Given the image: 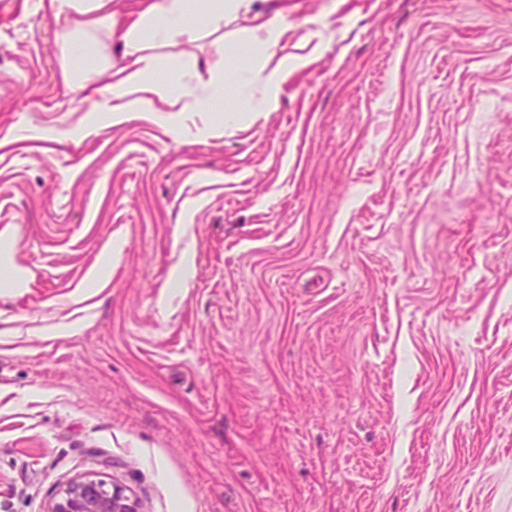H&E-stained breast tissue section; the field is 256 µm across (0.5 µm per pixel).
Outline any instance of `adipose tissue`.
Returning a JSON list of instances; mask_svg holds the SVG:
<instances>
[{
	"instance_id": "ef3b65f1",
	"label": "adipose tissue",
	"mask_w": 512,
	"mask_h": 512,
	"mask_svg": "<svg viewBox=\"0 0 512 512\" xmlns=\"http://www.w3.org/2000/svg\"><path fill=\"white\" fill-rule=\"evenodd\" d=\"M104 0H49L54 16L77 12L82 15V27L92 29L109 24L112 38L123 50L125 63L112 73V99L103 102V109L122 117L130 108L151 110L155 107L156 89L149 72L156 61L144 53L142 35L164 43L184 35V19L189 11H197L206 27L219 28L224 21L223 0H149L146 8L134 21L103 13Z\"/></svg>"
}]
</instances>
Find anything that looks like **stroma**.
Wrapping results in <instances>:
<instances>
[{"label": "stroma", "mask_w": 512, "mask_h": 512, "mask_svg": "<svg viewBox=\"0 0 512 512\" xmlns=\"http://www.w3.org/2000/svg\"><path fill=\"white\" fill-rule=\"evenodd\" d=\"M58 27L0 0V512H512V0H252L120 123ZM288 27L283 17L276 13L266 22L258 25L251 32V39L259 45L269 49L273 46L279 35ZM49 512H138L136 504L118 487L85 477L70 483L53 502Z\"/></svg>", "instance_id": "obj_1"}]
</instances>
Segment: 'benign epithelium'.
<instances>
[{"label":"benign epithelium","mask_w":512,"mask_h":512,"mask_svg":"<svg viewBox=\"0 0 512 512\" xmlns=\"http://www.w3.org/2000/svg\"><path fill=\"white\" fill-rule=\"evenodd\" d=\"M49 512H138L136 504L118 487L85 477L70 483L53 502Z\"/></svg>","instance_id":"1"}]
</instances>
